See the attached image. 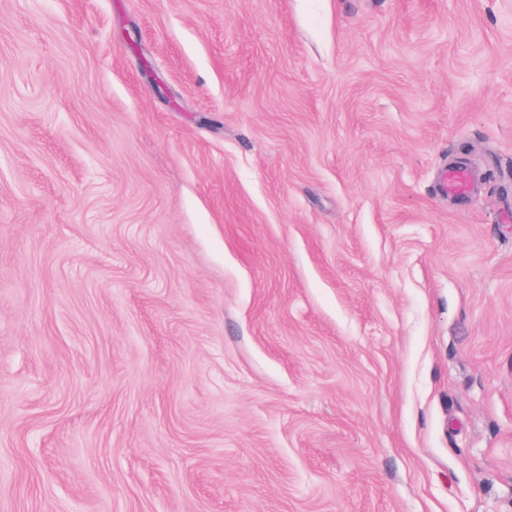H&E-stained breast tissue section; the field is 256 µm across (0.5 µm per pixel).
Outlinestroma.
Wrapping results in <instances>:
<instances>
[{
	"label": "stroma",
	"mask_w": 512,
	"mask_h": 512,
	"mask_svg": "<svg viewBox=\"0 0 512 512\" xmlns=\"http://www.w3.org/2000/svg\"><path fill=\"white\" fill-rule=\"evenodd\" d=\"M0 512H512V0H0Z\"/></svg>",
	"instance_id": "obj_1"
}]
</instances>
